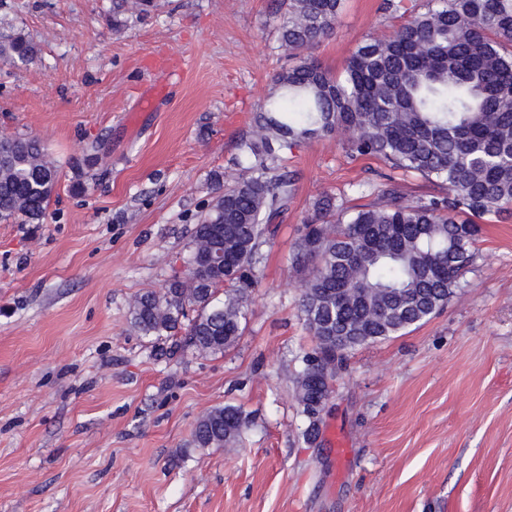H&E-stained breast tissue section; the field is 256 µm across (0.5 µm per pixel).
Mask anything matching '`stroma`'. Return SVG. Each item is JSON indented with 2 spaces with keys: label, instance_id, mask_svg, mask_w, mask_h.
Wrapping results in <instances>:
<instances>
[{
  "label": "stroma",
  "instance_id": "stroma-1",
  "mask_svg": "<svg viewBox=\"0 0 512 512\" xmlns=\"http://www.w3.org/2000/svg\"><path fill=\"white\" fill-rule=\"evenodd\" d=\"M382 3L344 0L314 58L341 72L395 26ZM281 14V0H157L116 29L112 0H0V34L40 48L0 61V130L41 138L60 167L43 224L0 221V512H512V213L484 224L442 311L349 354L314 444L292 247L318 195L363 203L357 186L387 171L342 135L283 152L295 196L234 346L200 355L130 325L134 296L180 271L193 214L289 64ZM150 86L167 96L144 110ZM224 404L249 415L241 445L195 447Z\"/></svg>",
  "mask_w": 512,
  "mask_h": 512
}]
</instances>
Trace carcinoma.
I'll return each instance as SVG.
<instances>
[{
	"mask_svg": "<svg viewBox=\"0 0 512 512\" xmlns=\"http://www.w3.org/2000/svg\"><path fill=\"white\" fill-rule=\"evenodd\" d=\"M342 4L283 0L277 51L296 63L273 75L238 143V175L197 217L185 258L192 271L173 276L162 293L138 294L131 308L141 335L183 329L184 347L198 354L238 341L262 248L293 198L286 149L338 131L349 155L441 183L444 191L411 201L389 175L367 189L366 205L328 194L314 202L293 254L303 274L301 313L322 360L316 372L304 355L296 374L306 417L351 352L402 336L448 304L474 263L481 221L512 210V0H384L403 22L364 38L335 75L310 51L333 32ZM152 6L112 0V22ZM38 52L22 33L0 35V60L28 64ZM58 174L39 138L0 143V220L43 223ZM246 425L241 408L217 406L197 421L193 441L235 446Z\"/></svg>",
	"mask_w": 512,
	"mask_h": 512,
	"instance_id": "obj_1",
	"label": "carcinoma"
}]
</instances>
